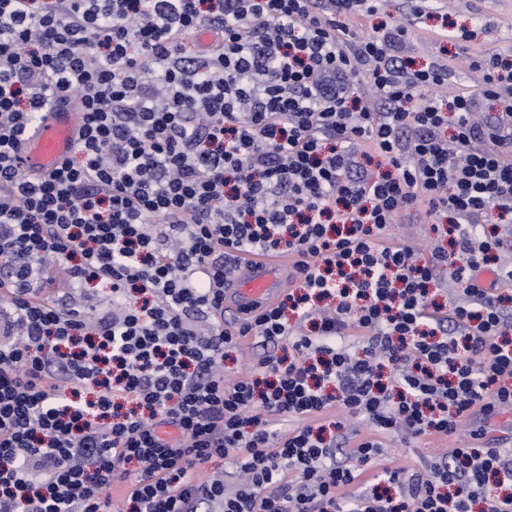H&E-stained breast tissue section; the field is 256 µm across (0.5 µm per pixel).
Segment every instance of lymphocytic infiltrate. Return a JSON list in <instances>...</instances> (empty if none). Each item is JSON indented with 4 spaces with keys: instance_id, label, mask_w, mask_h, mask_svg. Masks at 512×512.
<instances>
[{
    "instance_id": "f902f5d3",
    "label": "lymphocytic infiltrate",
    "mask_w": 512,
    "mask_h": 512,
    "mask_svg": "<svg viewBox=\"0 0 512 512\" xmlns=\"http://www.w3.org/2000/svg\"><path fill=\"white\" fill-rule=\"evenodd\" d=\"M379 10L0 0V512H110L119 482L123 512H512V451L486 437L512 408V60L445 92L447 65L405 51L429 0L355 31ZM68 98L71 152L21 173ZM421 208L424 259L386 236ZM245 253L296 257L301 289L242 327L270 351L231 381L216 316ZM445 265L447 308L430 297ZM93 282L106 309L69 303ZM338 409L371 430L351 466L324 437ZM465 423L466 446L350 494L381 434ZM215 458L235 485L200 479ZM84 115L77 102L54 106L17 154L25 174H47L61 165L73 146Z\"/></svg>"
}]
</instances>
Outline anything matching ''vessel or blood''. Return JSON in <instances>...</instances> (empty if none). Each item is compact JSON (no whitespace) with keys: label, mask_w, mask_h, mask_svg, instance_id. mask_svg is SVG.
<instances>
[{"label":"vessel or blood","mask_w":512,"mask_h":512,"mask_svg":"<svg viewBox=\"0 0 512 512\" xmlns=\"http://www.w3.org/2000/svg\"><path fill=\"white\" fill-rule=\"evenodd\" d=\"M84 115L76 102L53 107L17 154V167L26 174H46L61 165L73 146ZM293 258L244 255L232 281L224 286V309L234 324L247 322L260 310L274 305Z\"/></svg>","instance_id":"obj_1"}]
</instances>
